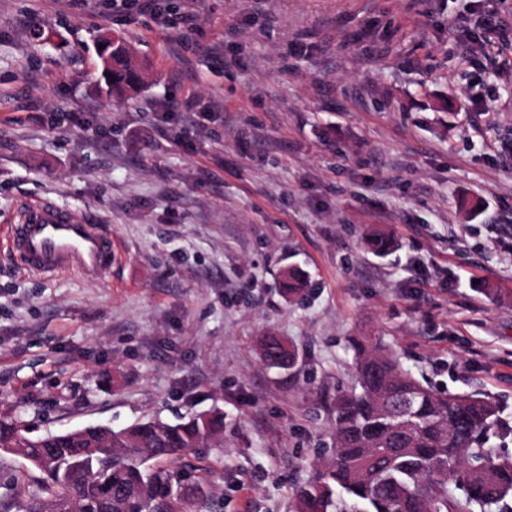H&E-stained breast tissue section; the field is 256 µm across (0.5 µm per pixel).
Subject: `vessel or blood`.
<instances>
[{
	"label": "vessel or blood",
	"instance_id": "vessel-or-blood-1",
	"mask_svg": "<svg viewBox=\"0 0 512 512\" xmlns=\"http://www.w3.org/2000/svg\"><path fill=\"white\" fill-rule=\"evenodd\" d=\"M0 247L24 273L74 272L87 279L97 278L122 257L118 243L100 224L76 220L46 201L30 204L18 221L6 225Z\"/></svg>",
	"mask_w": 512,
	"mask_h": 512
}]
</instances>
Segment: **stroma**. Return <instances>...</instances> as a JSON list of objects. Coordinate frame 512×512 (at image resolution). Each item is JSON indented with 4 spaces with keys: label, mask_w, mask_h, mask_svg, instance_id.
<instances>
[{
    "label": "stroma",
    "mask_w": 512,
    "mask_h": 512,
    "mask_svg": "<svg viewBox=\"0 0 512 512\" xmlns=\"http://www.w3.org/2000/svg\"><path fill=\"white\" fill-rule=\"evenodd\" d=\"M475 19L469 0H0V225L45 199L124 252L88 280L0 250V419L38 436L219 410L222 447L169 469L218 512H294L355 386L350 337L512 414V32L463 56ZM107 31L150 73L120 102ZM269 333L291 369L264 363Z\"/></svg>",
    "instance_id": "1"
}]
</instances>
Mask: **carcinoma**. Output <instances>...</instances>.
Here are the masks:
<instances>
[{
  "mask_svg": "<svg viewBox=\"0 0 512 512\" xmlns=\"http://www.w3.org/2000/svg\"><path fill=\"white\" fill-rule=\"evenodd\" d=\"M106 93L136 91L146 74L124 38L108 35L98 50ZM371 249L385 254L391 236ZM356 387L334 402L333 453L297 491L296 512H512V457L497 443L512 438V418L496 399L437 391L405 369L379 338H354ZM264 360L291 364L277 336L263 340ZM220 413L171 424L137 422L115 431L90 425L36 438L0 420V448H19L36 476L14 497L39 500L34 512H212V495L166 461L208 443L219 446ZM464 493L448 496V483Z\"/></svg>",
  "mask_w": 512,
  "mask_h": 512,
  "instance_id": "carcinoma-1",
  "label": "carcinoma"
}]
</instances>
